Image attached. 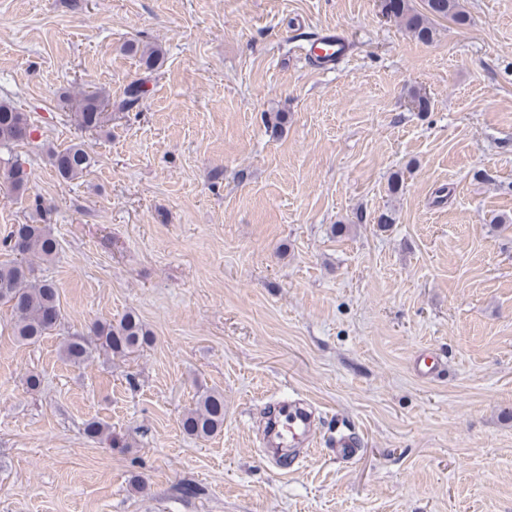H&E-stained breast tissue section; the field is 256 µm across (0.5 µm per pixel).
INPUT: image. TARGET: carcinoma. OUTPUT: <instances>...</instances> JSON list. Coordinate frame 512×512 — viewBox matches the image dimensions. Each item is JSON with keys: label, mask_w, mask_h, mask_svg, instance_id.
<instances>
[{"label": "carcinoma", "mask_w": 512, "mask_h": 512, "mask_svg": "<svg viewBox=\"0 0 512 512\" xmlns=\"http://www.w3.org/2000/svg\"><path fill=\"white\" fill-rule=\"evenodd\" d=\"M424 11L418 12L410 0H381L382 13L400 20L408 32L418 41L430 43L434 38L432 18L452 16L462 23L458 0H423ZM130 50L140 53L145 73L150 75L163 63L162 50L156 47L141 48L133 43ZM147 78L137 79L124 90L118 110L130 112L140 107L146 94ZM112 101L98 94H84L77 103L75 120L85 131L99 128L106 119ZM33 128L25 113L12 104L0 101V146H9L31 137ZM51 164L64 180H73L89 170L93 158L81 143L54 151ZM5 182L20 193L25 190L28 176L22 164L16 162L3 170ZM4 250L16 258L0 262V303L11 307L16 316L14 335L18 339L35 344L52 334L60 322L61 309L54 286L36 276L33 260L47 261L53 257L57 242L44 224H16L10 234L0 242ZM151 341V333L141 320L126 314L116 324L97 321L91 328V337L73 336L63 345V355L72 364L80 366L103 351L113 355L127 356L142 349ZM185 433L195 437H210L224 426V395L217 391H206L199 396L195 406L181 420ZM88 437H106L117 443L108 426L97 419L85 425Z\"/></svg>", "instance_id": "carcinoma-1"}]
</instances>
